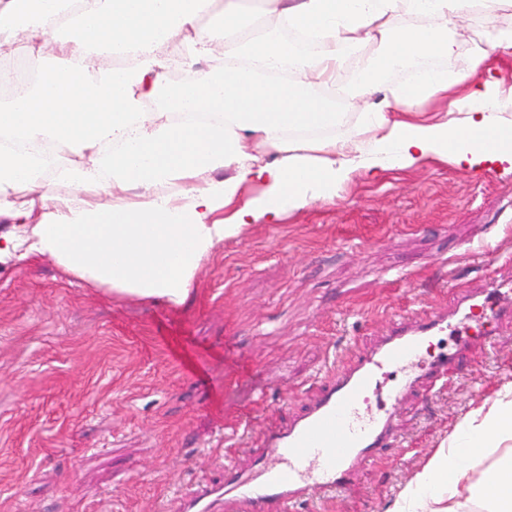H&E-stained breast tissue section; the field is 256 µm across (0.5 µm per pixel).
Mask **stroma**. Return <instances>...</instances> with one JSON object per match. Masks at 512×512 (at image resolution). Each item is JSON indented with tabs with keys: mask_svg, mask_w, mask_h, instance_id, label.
<instances>
[{
	"mask_svg": "<svg viewBox=\"0 0 512 512\" xmlns=\"http://www.w3.org/2000/svg\"><path fill=\"white\" fill-rule=\"evenodd\" d=\"M512 7L473 9L450 27L464 72ZM33 194L86 199L60 170ZM512 281V169L437 156L411 168H356L331 202L284 211L224 240L188 300L173 306L78 280L55 261L0 263V512H180L198 484L224 480V450L254 447L394 315L418 318L453 288ZM486 335L446 382L399 406V441L350 485L301 512H395L403 486L457 427L512 386V320L455 322Z\"/></svg>",
	"mask_w": 512,
	"mask_h": 512,
	"instance_id": "35a3bbf8",
	"label": "stroma"
}]
</instances>
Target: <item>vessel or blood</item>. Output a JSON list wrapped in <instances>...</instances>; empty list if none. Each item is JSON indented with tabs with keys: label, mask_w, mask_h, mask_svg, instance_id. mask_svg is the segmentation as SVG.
<instances>
[{
	"label": "vessel or blood",
	"mask_w": 512,
	"mask_h": 512,
	"mask_svg": "<svg viewBox=\"0 0 512 512\" xmlns=\"http://www.w3.org/2000/svg\"><path fill=\"white\" fill-rule=\"evenodd\" d=\"M478 311L492 322L512 317V308L492 307L489 291L456 288L447 309H430L416 320L398 319L369 351L321 381L306 406L284 426L265 434L250 451L248 469L226 465L223 483L199 486L181 512H293L311 493L345 489L356 462L370 461L396 443L394 406L414 388L447 380L449 366L472 347L466 337L453 352L417 363L428 337ZM391 370L404 373L389 392L391 409L365 415L364 400L376 391L379 377Z\"/></svg>",
	"instance_id": "b4317fda"
}]
</instances>
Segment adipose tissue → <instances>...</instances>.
Returning <instances> with one entry per match:
<instances>
[{"label": "adipose tissue", "mask_w": 512, "mask_h": 512, "mask_svg": "<svg viewBox=\"0 0 512 512\" xmlns=\"http://www.w3.org/2000/svg\"><path fill=\"white\" fill-rule=\"evenodd\" d=\"M212 0H0V46L50 39L55 54L33 53L38 72L16 97L0 100V208L17 224L0 235V263L51 258L78 279L117 293L183 304L202 261L224 239L254 222H276L285 209L332 200L364 155L411 168L429 156L468 167L512 166V91L485 79L496 50L512 48V29L498 30L471 56L467 71L429 70L412 83L386 84L395 63L449 58L448 27L464 21L474 0H266L270 26L245 24L239 0H224L219 18L198 27ZM427 26H403L401 12ZM314 35L315 56L298 54L282 29ZM187 39L190 67L219 55V72L197 73L173 93L175 111L210 113L213 121L177 123L146 112L142 97L161 90L167 64L155 48ZM375 42L377 53L350 62L345 49ZM130 53L123 68L101 56ZM285 69L284 77L267 71ZM372 100L358 129L338 134L347 118L332 93ZM447 114L407 120L432 97ZM22 139V149L11 147ZM52 144L81 165L62 181L97 187L98 201L56 199L39 223L16 205L32 192L42 161L32 147ZM224 172L223 180L213 175ZM180 184L174 196L157 188ZM259 184L245 200V186ZM226 218H218L220 210ZM455 446L437 451L400 494L398 512H512V399L495 398L467 421ZM500 458L476 464L491 449Z\"/></svg>", "instance_id": "adipose-tissue-1"}]
</instances>
